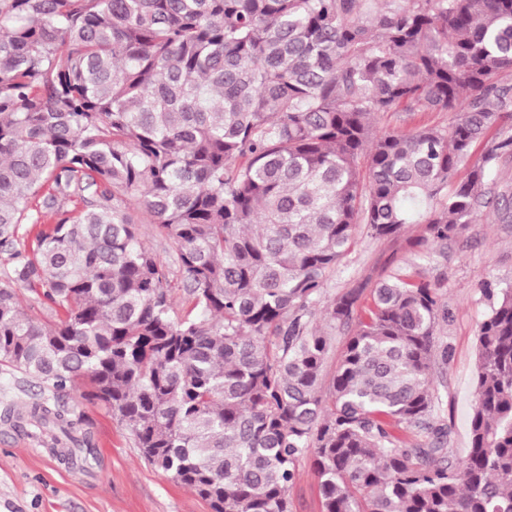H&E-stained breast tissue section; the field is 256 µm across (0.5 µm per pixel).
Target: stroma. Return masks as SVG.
I'll list each match as a JSON object with an SVG mask.
<instances>
[{
	"instance_id": "obj_1",
	"label": "stroma",
	"mask_w": 512,
	"mask_h": 512,
	"mask_svg": "<svg viewBox=\"0 0 512 512\" xmlns=\"http://www.w3.org/2000/svg\"><path fill=\"white\" fill-rule=\"evenodd\" d=\"M454 113L385 112L373 119L376 132L414 131L449 126ZM424 227L406 226L399 234L372 239L358 235L327 288L341 296L357 291V311L371 304L376 284L394 274L441 279L448 317L437 334L450 351L442 417L452 430V446L464 456L470 446L469 423L476 380L477 329L490 310L489 291L512 282V224L478 217L444 255L424 242ZM79 381L59 401L82 414L97 448L89 462L73 467L51 452L48 434L17 432L0 423V512H211L207 501L175 483L140 455L129 431L107 407L89 398ZM42 390L35 381L0 364V406L25 410ZM292 512H321L318 479L309 458L297 463L291 490Z\"/></svg>"
}]
</instances>
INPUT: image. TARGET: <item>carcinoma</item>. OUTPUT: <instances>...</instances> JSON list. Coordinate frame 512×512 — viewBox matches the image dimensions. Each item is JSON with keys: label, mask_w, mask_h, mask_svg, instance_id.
Listing matches in <instances>:
<instances>
[{"label": "carcinoma", "mask_w": 512, "mask_h": 512, "mask_svg": "<svg viewBox=\"0 0 512 512\" xmlns=\"http://www.w3.org/2000/svg\"><path fill=\"white\" fill-rule=\"evenodd\" d=\"M506 72L512 0H0V363L57 395L88 381L211 512H291L304 456L322 512H512V285L477 330L460 458L441 284L397 274L363 315L327 291L361 228L422 224L444 247L483 208L512 223V187H491L512 158ZM401 107L458 119L373 132ZM132 204L176 255L181 316ZM20 288L64 319L27 316ZM28 416L67 459L94 454L83 415L43 398ZM54 217H50L48 215L44 219V224L38 225L37 227L32 226L31 224H22L18 230V238L14 244V250H18L23 255L30 254L32 250V246L34 245L36 232L41 229H48L54 223Z\"/></svg>", "instance_id": "obj_1"}]
</instances>
